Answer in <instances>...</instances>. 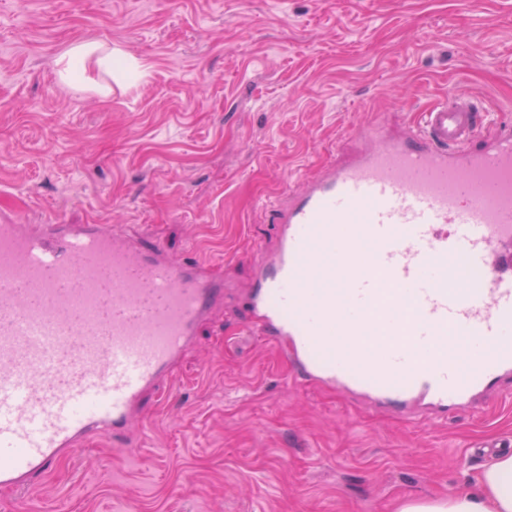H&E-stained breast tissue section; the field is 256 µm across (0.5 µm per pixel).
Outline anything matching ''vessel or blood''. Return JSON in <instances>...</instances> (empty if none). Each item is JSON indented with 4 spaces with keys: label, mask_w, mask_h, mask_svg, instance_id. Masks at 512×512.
I'll list each match as a JSON object with an SVG mask.
<instances>
[{
    "label": "vessel or blood",
    "mask_w": 512,
    "mask_h": 512,
    "mask_svg": "<svg viewBox=\"0 0 512 512\" xmlns=\"http://www.w3.org/2000/svg\"><path fill=\"white\" fill-rule=\"evenodd\" d=\"M457 92L274 208L247 298L295 380L404 411L512 374V131ZM224 302L215 263L103 224L0 223V488L128 430Z\"/></svg>",
    "instance_id": "1"
}]
</instances>
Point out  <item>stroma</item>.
Instances as JSON below:
<instances>
[{
    "instance_id": "1",
    "label": "stroma",
    "mask_w": 512,
    "mask_h": 512,
    "mask_svg": "<svg viewBox=\"0 0 512 512\" xmlns=\"http://www.w3.org/2000/svg\"><path fill=\"white\" fill-rule=\"evenodd\" d=\"M145 66L61 82L72 46ZM512 126V0H0V220L120 224L224 269V306L129 436L38 477V512H396L474 490L512 399L412 424L290 381L239 305L276 239L270 201L408 131L449 90Z\"/></svg>"
}]
</instances>
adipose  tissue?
Masks as SVG:
<instances>
[{
	"label": "adipose tissue",
	"instance_id": "adipose-tissue-1",
	"mask_svg": "<svg viewBox=\"0 0 512 512\" xmlns=\"http://www.w3.org/2000/svg\"><path fill=\"white\" fill-rule=\"evenodd\" d=\"M96 57L99 66L110 67L127 76H138L139 65L119 49L100 53L99 45L88 42L72 47L59 56L56 71L67 82L86 67L89 57ZM478 490L473 494L451 496L429 501L403 502L398 512H512V455L495 457L480 473Z\"/></svg>",
	"mask_w": 512,
	"mask_h": 512
}]
</instances>
